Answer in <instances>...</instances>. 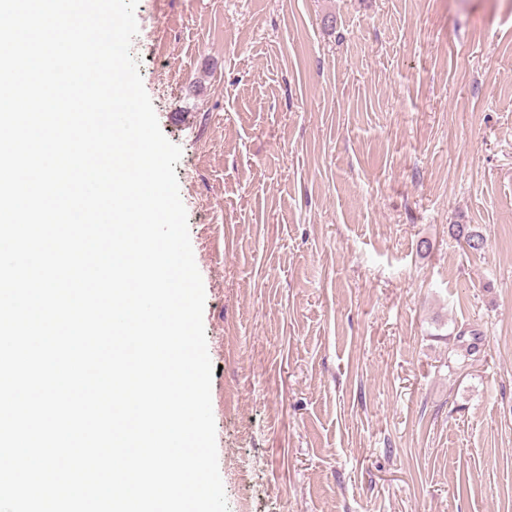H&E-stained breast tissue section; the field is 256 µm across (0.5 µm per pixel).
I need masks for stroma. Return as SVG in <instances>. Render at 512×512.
Masks as SVG:
<instances>
[{"label":"stroma","mask_w":512,"mask_h":512,"mask_svg":"<svg viewBox=\"0 0 512 512\" xmlns=\"http://www.w3.org/2000/svg\"><path fill=\"white\" fill-rule=\"evenodd\" d=\"M135 16L229 512H512V0Z\"/></svg>","instance_id":"obj_1"}]
</instances>
